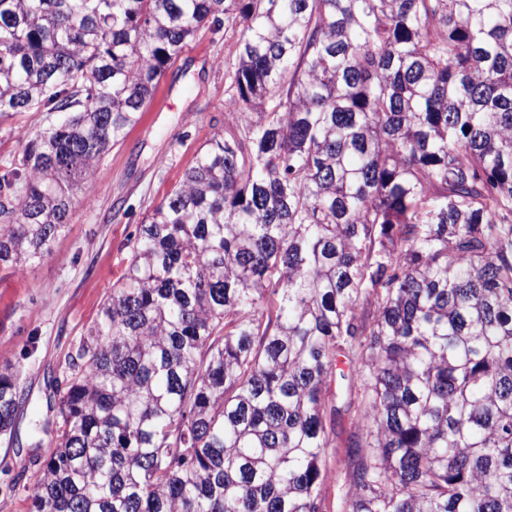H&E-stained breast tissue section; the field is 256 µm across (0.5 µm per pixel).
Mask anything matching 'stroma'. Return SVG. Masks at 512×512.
Segmentation results:
<instances>
[{"label": "stroma", "mask_w": 512, "mask_h": 512, "mask_svg": "<svg viewBox=\"0 0 512 512\" xmlns=\"http://www.w3.org/2000/svg\"><path fill=\"white\" fill-rule=\"evenodd\" d=\"M240 39L235 26L204 28L166 70L140 122L93 170L92 198L74 196L50 253L21 271L0 265V372L9 371L24 393L12 440L0 439V512H30L33 459L55 448L54 435L35 430L57 417L48 381L67 374L69 355L127 264L130 234L179 182L197 149L215 131L239 123V113L224 102L226 69ZM54 119L37 110L0 119V171ZM336 428L340 436L322 486L326 512H339L347 440L356 430L347 414L337 417Z\"/></svg>", "instance_id": "obj_1"}]
</instances>
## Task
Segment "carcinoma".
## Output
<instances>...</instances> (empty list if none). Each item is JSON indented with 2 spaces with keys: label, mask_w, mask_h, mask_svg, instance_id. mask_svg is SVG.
<instances>
[{
  "label": "carcinoma",
  "mask_w": 512,
  "mask_h": 512,
  "mask_svg": "<svg viewBox=\"0 0 512 512\" xmlns=\"http://www.w3.org/2000/svg\"><path fill=\"white\" fill-rule=\"evenodd\" d=\"M225 21L240 124L128 240L31 512H325L338 378L341 512H512V0H0V117L60 114L0 175V263ZM21 403L0 372V435ZM336 428L341 434L336 439L335 447L329 448L330 463L325 482L322 486L327 505L326 512L339 511L338 506L346 491L347 440L351 434L358 432L356 426L352 423L349 413H342L341 416L337 417Z\"/></svg>",
  "instance_id": "1"
}]
</instances>
